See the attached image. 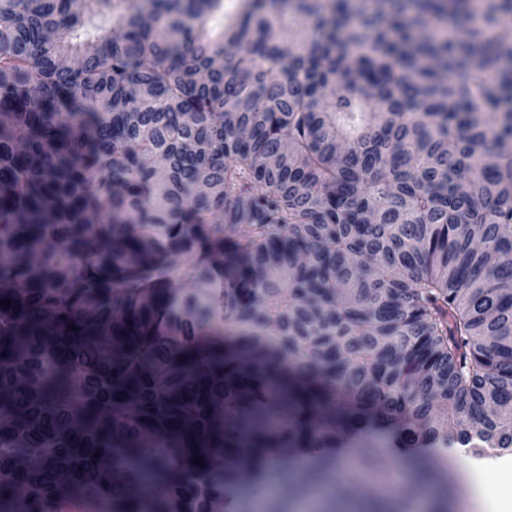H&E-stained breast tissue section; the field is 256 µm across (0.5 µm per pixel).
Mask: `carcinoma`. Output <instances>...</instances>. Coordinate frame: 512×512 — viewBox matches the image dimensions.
Returning <instances> with one entry per match:
<instances>
[{
  "mask_svg": "<svg viewBox=\"0 0 512 512\" xmlns=\"http://www.w3.org/2000/svg\"><path fill=\"white\" fill-rule=\"evenodd\" d=\"M223 8L0 0V512L512 453V0Z\"/></svg>",
  "mask_w": 512,
  "mask_h": 512,
  "instance_id": "cac0c4a2",
  "label": "carcinoma"
}]
</instances>
